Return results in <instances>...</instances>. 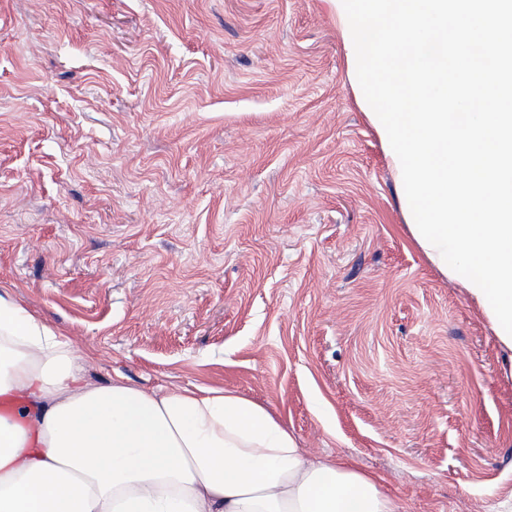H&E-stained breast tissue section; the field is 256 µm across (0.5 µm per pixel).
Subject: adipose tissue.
<instances>
[{
  "mask_svg": "<svg viewBox=\"0 0 512 512\" xmlns=\"http://www.w3.org/2000/svg\"><path fill=\"white\" fill-rule=\"evenodd\" d=\"M91 360L0 290V512H410L235 390L98 383Z\"/></svg>",
  "mask_w": 512,
  "mask_h": 512,
  "instance_id": "ef3b65f1",
  "label": "adipose tissue"
}]
</instances>
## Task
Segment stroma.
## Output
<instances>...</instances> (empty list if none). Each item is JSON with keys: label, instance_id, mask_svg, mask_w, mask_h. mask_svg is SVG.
Wrapping results in <instances>:
<instances>
[{"label": "stroma", "instance_id": "stroma-1", "mask_svg": "<svg viewBox=\"0 0 512 512\" xmlns=\"http://www.w3.org/2000/svg\"><path fill=\"white\" fill-rule=\"evenodd\" d=\"M363 98L330 0H0V287L92 380L234 389L411 512H495L512 376Z\"/></svg>", "mask_w": 512, "mask_h": 512}]
</instances>
